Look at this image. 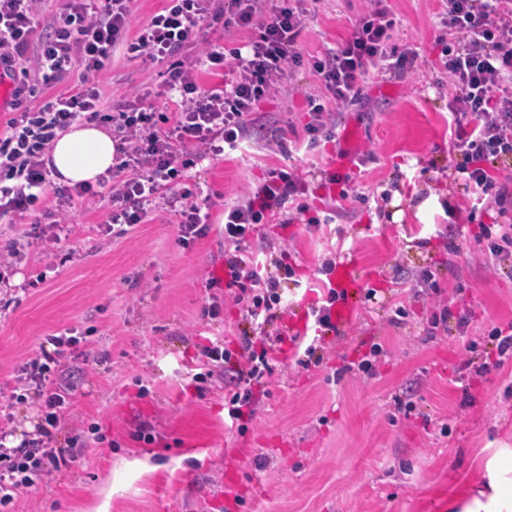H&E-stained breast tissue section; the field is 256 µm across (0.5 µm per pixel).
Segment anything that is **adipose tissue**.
Masks as SVG:
<instances>
[{"mask_svg": "<svg viewBox=\"0 0 512 512\" xmlns=\"http://www.w3.org/2000/svg\"><path fill=\"white\" fill-rule=\"evenodd\" d=\"M113 142L104 127L72 125L53 142L49 161L58 182L94 183L112 167ZM449 512H512V448H494L484 463L478 486L455 493Z\"/></svg>", "mask_w": 512, "mask_h": 512, "instance_id": "1", "label": "adipose tissue"}]
</instances>
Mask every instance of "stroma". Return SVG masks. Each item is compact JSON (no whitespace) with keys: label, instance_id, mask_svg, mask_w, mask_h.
<instances>
[{"label":"stroma","instance_id":"1","mask_svg":"<svg viewBox=\"0 0 512 512\" xmlns=\"http://www.w3.org/2000/svg\"><path fill=\"white\" fill-rule=\"evenodd\" d=\"M367 5L312 0L303 54L335 47ZM389 5L400 20L396 44L417 46L425 63L405 75L371 68L336 121L361 131L348 165H336L338 141L306 151L305 94L318 80L305 71L257 105L262 130L246 151L208 156L192 170L212 228L190 246L178 243L168 210L116 237L103 230L110 207L89 200L55 228L0 224V248L23 244L22 260L0 267V429L20 440L41 421L34 400L13 397L41 338L70 331L79 339L78 358L60 368L71 389L57 431L59 446L80 443L77 459L19 493L8 512H448L487 449L512 447V358L490 368L484 350L468 349L512 324V273L485 265L480 226L494 223L495 210L466 221L457 211L462 190L448 188L440 4ZM166 69L118 54L97 82L109 100L145 91L163 109L180 98L165 87ZM313 162L319 173L294 198L307 216L257 225L254 237L291 242L289 315L318 301L317 270L332 247L359 266L364 286L352 320L324 337L320 361L302 367L293 349L276 354L252 415L234 423L224 377L191 380L208 370L202 346L218 338L236 349L244 328L224 286L210 283L224 264V203L272 170ZM335 169L344 186L328 183ZM394 180L399 190L377 205ZM343 191L335 222L310 227L308 216H323ZM427 271L437 292L416 285ZM438 300L468 315L466 334L431 327ZM214 301L219 317L202 318ZM400 306L406 317L396 316Z\"/></svg>","mask_w":512,"mask_h":512}]
</instances>
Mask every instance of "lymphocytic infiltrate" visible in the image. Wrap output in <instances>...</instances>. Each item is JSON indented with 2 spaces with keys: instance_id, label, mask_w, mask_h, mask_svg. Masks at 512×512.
Listing matches in <instances>:
<instances>
[{
  "instance_id": "1",
  "label": "lymphocytic infiltrate",
  "mask_w": 512,
  "mask_h": 512,
  "mask_svg": "<svg viewBox=\"0 0 512 512\" xmlns=\"http://www.w3.org/2000/svg\"><path fill=\"white\" fill-rule=\"evenodd\" d=\"M304 0H165L139 30L131 28L132 0H64L45 34H38L44 0H0V69L12 80V116L0 128V224L31 220L64 223L83 198L108 203L110 221L132 227L146 223L157 203L172 208L177 238L189 246L211 226L194 192L185 187L187 170L208 154L242 149L254 134L251 116L258 102L278 91L304 66H312L337 105L356 101L371 66L384 71L418 70L420 54L394 43L397 22L385 0H370L350 35L324 55L308 60L298 47L305 23ZM441 63L454 93L448 155L454 180L464 189V210L478 205L512 213V186L494 174L512 162V0H440ZM225 29H246L242 47L204 41L200 60L220 83L200 91L196 63L182 52L206 19ZM167 63L166 83L181 98L166 111L134 99L106 106L93 77L116 53ZM199 60V61H200ZM81 73L79 87L63 82ZM112 125L113 162L97 185H55L44 156L57 135L82 120ZM304 187L298 168L272 171L266 183L224 207V285L232 289L250 326L240 338L241 362L232 370L228 415L237 420L252 402L254 383L269 365L267 350L255 344L281 336L288 311L282 284L293 270L283 260H245L257 224L275 216ZM75 337L50 335L25 366L22 387L42 408L43 420L15 447L0 432V506L37 485L73 458L56 447L68 394L52 380Z\"/></svg>"
}]
</instances>
